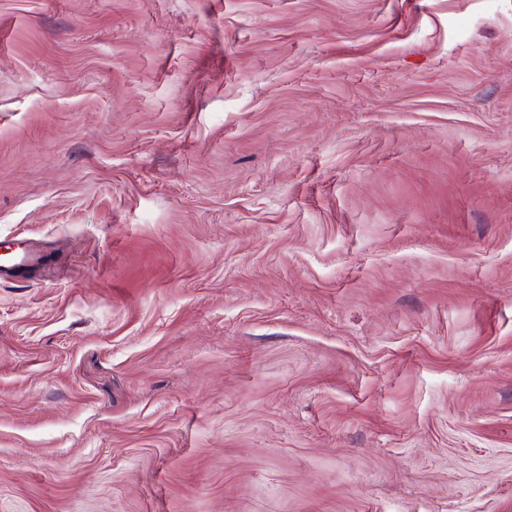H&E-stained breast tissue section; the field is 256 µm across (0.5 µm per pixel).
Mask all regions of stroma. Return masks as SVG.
I'll list each match as a JSON object with an SVG mask.
<instances>
[{
    "instance_id": "stroma-1",
    "label": "stroma",
    "mask_w": 512,
    "mask_h": 512,
    "mask_svg": "<svg viewBox=\"0 0 512 512\" xmlns=\"http://www.w3.org/2000/svg\"><path fill=\"white\" fill-rule=\"evenodd\" d=\"M0 512H512V0H0ZM15 242L14 248H8L13 251L2 262L0 260V280L23 278L46 266L48 253L26 247L20 240Z\"/></svg>"
}]
</instances>
